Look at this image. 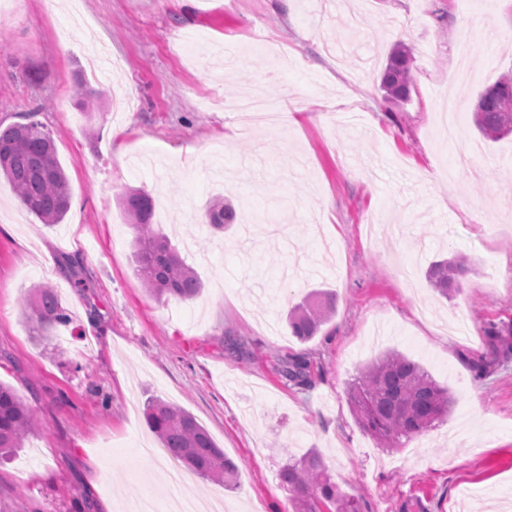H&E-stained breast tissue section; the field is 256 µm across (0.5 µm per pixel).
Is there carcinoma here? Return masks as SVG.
I'll return each mask as SVG.
<instances>
[{"label":"carcinoma","instance_id":"obj_1","mask_svg":"<svg viewBox=\"0 0 512 512\" xmlns=\"http://www.w3.org/2000/svg\"><path fill=\"white\" fill-rule=\"evenodd\" d=\"M411 61V54L404 47L390 55L381 78V86L389 95L402 100L408 97ZM506 93L512 95V77L504 74L480 95L483 106L474 113V123L486 139L496 140L512 133V104L506 106L501 101ZM0 177L12 187L24 209L41 223H62L71 205L69 180L54 140L42 123L30 120L0 128ZM154 208V198L143 190L131 192L123 199V209L133 230L135 271L159 298L193 299L200 294L202 281L182 261L168 238L155 228ZM205 219L222 230L235 222L236 211L217 201L207 206ZM468 272L466 258L459 255L452 261L432 264L427 279L446 297L448 292L461 288ZM32 291L26 321L33 339L48 341L68 317L54 288L39 283ZM334 308L335 296L328 293L295 306L288 315L292 335L300 340L312 338ZM485 334L499 343L503 358L512 355V322L492 323ZM309 369L305 358L295 357L283 370V377L304 385ZM347 396L361 428L391 450L403 447L442 420L453 404L448 389L437 384L417 363L395 351L367 365L350 385ZM37 422L36 413L15 390L0 383V458L13 456L23 448ZM146 423L164 447L190 470L204 479L231 485L237 465L224 456V451L191 413L155 399L147 405ZM279 479L303 512H322L321 506L326 503L332 504L336 512H358L357 501L340 495L323 458L315 451L288 461L280 470Z\"/></svg>","mask_w":512,"mask_h":512}]
</instances>
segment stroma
<instances>
[{
    "label": "stroma",
    "mask_w": 512,
    "mask_h": 512,
    "mask_svg": "<svg viewBox=\"0 0 512 512\" xmlns=\"http://www.w3.org/2000/svg\"><path fill=\"white\" fill-rule=\"evenodd\" d=\"M264 27L289 57L246 48ZM485 35L467 63L459 44ZM413 56L407 100L380 75L393 46ZM38 72L32 81L30 72ZM512 71V0H8L0 10V124L27 113L48 129L71 187L48 227L0 181V382L40 417L0 464V512H122L150 499L165 512L167 459L145 409L158 398L202 424L239 467L236 488L188 473L185 489L225 512H293L278 474L318 450L362 512H512V360L485 334L512 321V134L482 138L479 95ZM99 94L83 111L76 83ZM250 90L281 98L284 128L241 133L247 116L202 105ZM460 99L462 142L480 144L471 174L438 109ZM155 200L154 224L199 273L192 300H159L135 272L121 201ZM223 197L235 224L204 220ZM462 254L470 271L442 297L426 278ZM86 283L72 284V263ZM53 286L70 317L31 340L30 288ZM318 290L336 309L317 336L287 315ZM235 335L246 352L234 356ZM395 350L447 387L439 426L382 448L347 390ZM309 360L298 388L278 372Z\"/></svg>",
    "instance_id": "obj_1"
}]
</instances>
